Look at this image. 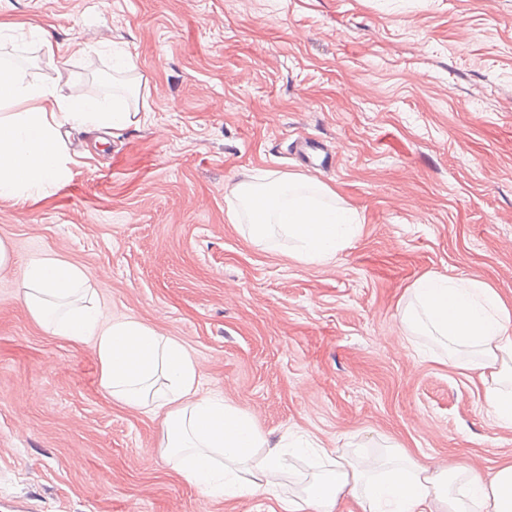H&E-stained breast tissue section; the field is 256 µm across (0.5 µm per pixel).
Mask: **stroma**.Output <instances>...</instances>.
Instances as JSON below:
<instances>
[{"instance_id": "1", "label": "stroma", "mask_w": 512, "mask_h": 512, "mask_svg": "<svg viewBox=\"0 0 512 512\" xmlns=\"http://www.w3.org/2000/svg\"><path fill=\"white\" fill-rule=\"evenodd\" d=\"M47 31L67 94L108 96L130 54L145 116L76 129L67 183L0 198V500L23 512H276V497L214 500L164 457L161 419L96 381L91 344L45 333L21 296L52 254L93 277L106 318L134 317L191 349L203 393L269 438L347 455L398 446L512 457L480 383L401 312L421 276L477 279L512 300V0H0ZM89 34L85 68L72 45ZM30 81L57 63L0 42ZM263 171L335 190L359 232L335 261L251 241L225 184Z\"/></svg>"}]
</instances>
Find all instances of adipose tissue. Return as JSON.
<instances>
[{
    "label": "adipose tissue",
    "mask_w": 512,
    "mask_h": 512,
    "mask_svg": "<svg viewBox=\"0 0 512 512\" xmlns=\"http://www.w3.org/2000/svg\"><path fill=\"white\" fill-rule=\"evenodd\" d=\"M111 102L77 100L61 79L29 83L13 68H0V197L26 201L49 197L69 177L64 127L120 131L138 124L128 97ZM301 175L265 182L239 181L225 188L239 209L253 217L255 241L278 227L293 240L305 263L335 259L355 235L352 218L323 205L328 187L305 193ZM24 303L49 335L92 342L99 387L126 406L163 413L161 446L178 461L182 478L206 496L237 499L270 492L293 476L289 453L313 452L319 470L298 494L280 498L282 512H336L345 497L355 512H512V460L493 479L464 461L433 466L411 462L402 452L350 459L313 440L273 441L252 418L222 398L202 394L197 363L178 339L136 318L108 322L95 299L93 280L79 266L55 256L29 262ZM401 314L405 330L433 337L449 352L450 365L476 375L497 420L512 426V306L487 283L426 275L411 289Z\"/></svg>",
    "instance_id": "1"
}]
</instances>
